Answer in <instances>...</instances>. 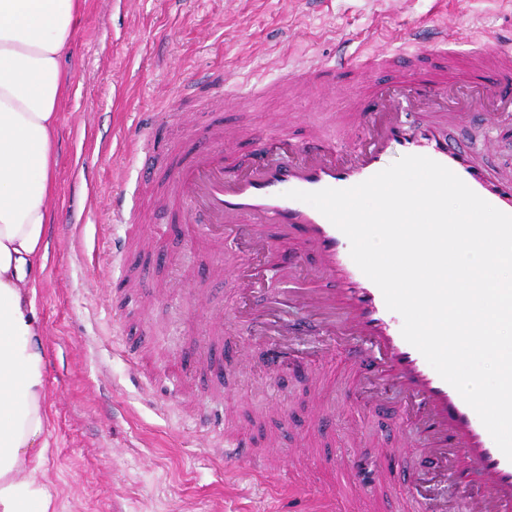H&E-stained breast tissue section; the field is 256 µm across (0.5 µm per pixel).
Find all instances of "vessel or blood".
Instances as JSON below:
<instances>
[{
    "label": "vessel or blood",
    "mask_w": 512,
    "mask_h": 512,
    "mask_svg": "<svg viewBox=\"0 0 512 512\" xmlns=\"http://www.w3.org/2000/svg\"><path fill=\"white\" fill-rule=\"evenodd\" d=\"M460 38L458 29L440 23L432 39L401 34L397 49L376 54L377 67L392 70L396 78L374 86L367 105L356 111L354 120L365 135L351 150L340 151L328 139L295 144L261 131L250 160L228 163L227 147L218 137L179 161L167 193L191 242L206 239L215 247H233L245 228L258 246L293 238L311 255L312 277L319 287L281 289L263 306L241 314L250 325L273 313L267 347L273 377H283L290 368L291 338L316 328L337 345L352 370L372 371L382 394L401 397L410 407L415 432L434 469L451 472L459 488L478 486L471 512H512V461L458 391L403 338L402 317L387 309L380 289L352 260L348 238L316 208L286 196L290 190L357 185L384 170L392 153L422 155L449 168L498 210L512 214V179L493 176L466 144L449 140L440 128L444 119L470 116L483 99L512 103V36L492 40L475 53L470 69L476 81L458 86L448 80L440 57ZM429 57L438 58V65L417 67V59ZM357 65L356 57L343 53L334 63L312 60L298 73H281L280 79L293 83L325 72L336 77ZM418 112L428 113V120H415ZM224 276L241 293L258 295L248 254H238ZM224 456L243 463L257 457L239 437L225 438ZM343 480L351 497L360 498L376 495L387 476L356 459Z\"/></svg>",
    "instance_id": "vessel-or-blood-1"
}]
</instances>
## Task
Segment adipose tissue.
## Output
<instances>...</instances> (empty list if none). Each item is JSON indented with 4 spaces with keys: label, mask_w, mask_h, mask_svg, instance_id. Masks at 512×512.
<instances>
[{
    "label": "adipose tissue",
    "mask_w": 512,
    "mask_h": 512,
    "mask_svg": "<svg viewBox=\"0 0 512 512\" xmlns=\"http://www.w3.org/2000/svg\"><path fill=\"white\" fill-rule=\"evenodd\" d=\"M85 0H0V512H58L45 332L32 293L50 248L63 51Z\"/></svg>",
    "instance_id": "ef3b65f1"
}]
</instances>
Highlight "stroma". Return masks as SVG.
I'll use <instances>...</instances> for the list:
<instances>
[{"label":"stroma","mask_w":512,"mask_h":512,"mask_svg":"<svg viewBox=\"0 0 512 512\" xmlns=\"http://www.w3.org/2000/svg\"><path fill=\"white\" fill-rule=\"evenodd\" d=\"M436 22L474 23L493 37L512 29V0H86L64 60L50 249L34 293L51 412L44 472L59 512H290L289 479L248 463L226 467L216 431L228 418L255 447L278 440L289 478L315 489L335 490L336 468L359 456L389 472L385 512L410 497L427 512H467L436 471L406 484V464L423 450L392 454L409 411L401 402L378 406L373 378L337 360L324 365L318 386L300 373L271 378L258 328L235 319L228 257L189 247L163 195L170 169L194 148L182 140L181 113L207 110L202 138L213 127L236 130L233 151L243 160L278 113H288L296 140L316 124L352 121L340 90L274 93L213 112L209 99L182 95L189 77L221 74L245 92L341 48L362 56L391 34L428 38ZM145 134L171 146L146 185L129 148ZM448 136L512 177V125L476 119L449 126ZM118 194L140 223H113ZM117 240L128 247L122 262L112 254ZM218 314L224 337L212 342ZM241 346L242 360L234 356ZM214 354L232 360L227 385L205 376ZM283 400L286 420L272 410ZM315 403L331 414L330 431L309 425Z\"/></svg>","instance_id":"obj_1"}]
</instances>
